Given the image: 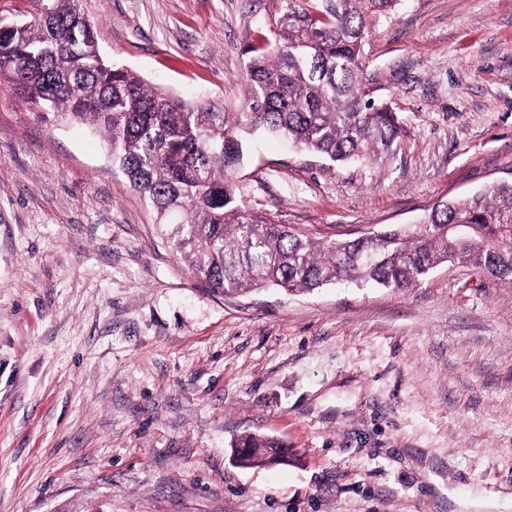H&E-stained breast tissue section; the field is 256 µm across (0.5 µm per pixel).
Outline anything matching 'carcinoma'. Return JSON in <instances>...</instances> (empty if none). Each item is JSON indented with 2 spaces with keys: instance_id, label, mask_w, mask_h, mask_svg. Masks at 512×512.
Listing matches in <instances>:
<instances>
[{
  "instance_id": "1",
  "label": "carcinoma",
  "mask_w": 512,
  "mask_h": 512,
  "mask_svg": "<svg viewBox=\"0 0 512 512\" xmlns=\"http://www.w3.org/2000/svg\"><path fill=\"white\" fill-rule=\"evenodd\" d=\"M271 40L248 49L235 112L148 86L131 70L77 52L96 36L81 0H52L23 29L0 20V83L40 122L98 132L110 157L192 273L218 292L311 293L341 281L404 290L442 264L512 286V180L436 202L414 225L327 239L239 204L234 173L257 134L283 137L334 164L374 163L405 132L361 81L365 37L401 0H283ZM243 466L279 463L273 438Z\"/></svg>"
}]
</instances>
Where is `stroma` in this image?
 Wrapping results in <instances>:
<instances>
[{"label":"stroma","instance_id":"35a3bbf8","mask_svg":"<svg viewBox=\"0 0 512 512\" xmlns=\"http://www.w3.org/2000/svg\"><path fill=\"white\" fill-rule=\"evenodd\" d=\"M152 86L234 110L282 0H83ZM363 80L402 119L387 160L267 135L251 211L334 239L512 179V0H403ZM261 435L293 462L239 466ZM512 512V287L442 265L414 287L212 291L86 128L0 87V512Z\"/></svg>","mask_w":512,"mask_h":512}]
</instances>
